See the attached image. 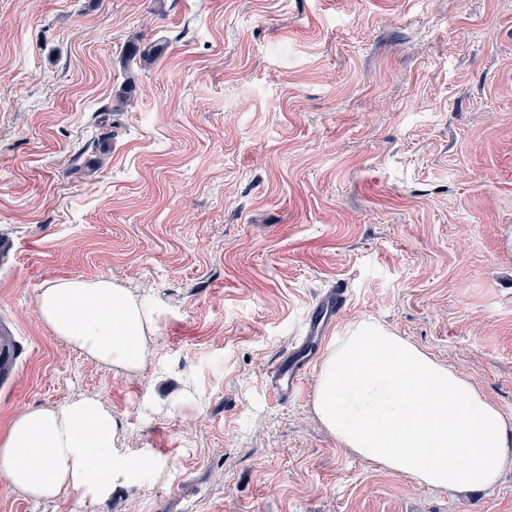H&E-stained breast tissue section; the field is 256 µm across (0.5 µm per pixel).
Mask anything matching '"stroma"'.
<instances>
[{
	"label": "stroma",
	"mask_w": 512,
	"mask_h": 512,
	"mask_svg": "<svg viewBox=\"0 0 512 512\" xmlns=\"http://www.w3.org/2000/svg\"><path fill=\"white\" fill-rule=\"evenodd\" d=\"M1 238L0 431L92 396L130 469L95 503L0 476V512H512V468L422 486L323 427L317 371L294 402L265 389L340 282L336 334L381 324L512 417V0H0ZM73 276L148 298L144 372L42 325ZM129 55L131 59L139 57L140 62L150 64L158 60L165 52V47L158 44L142 43V38L138 37L130 41Z\"/></svg>",
	"instance_id": "stroma-1"
}]
</instances>
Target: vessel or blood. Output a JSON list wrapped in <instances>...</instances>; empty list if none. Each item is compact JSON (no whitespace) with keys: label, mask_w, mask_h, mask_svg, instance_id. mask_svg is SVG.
Wrapping results in <instances>:
<instances>
[{"label":"vessel or blood","mask_w":512,"mask_h":512,"mask_svg":"<svg viewBox=\"0 0 512 512\" xmlns=\"http://www.w3.org/2000/svg\"><path fill=\"white\" fill-rule=\"evenodd\" d=\"M347 303V290L336 285L309 309L298 336L276 358L266 376V387L280 402L296 399L318 348Z\"/></svg>","instance_id":"1"}]
</instances>
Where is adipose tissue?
<instances>
[{
	"instance_id": "obj_1",
	"label": "adipose tissue",
	"mask_w": 512,
	"mask_h": 512,
	"mask_svg": "<svg viewBox=\"0 0 512 512\" xmlns=\"http://www.w3.org/2000/svg\"><path fill=\"white\" fill-rule=\"evenodd\" d=\"M37 306L52 334L88 359L145 368L154 332L146 299L106 277H72L41 288ZM313 410L358 455L451 493L484 490L512 465V418L470 378L374 322L330 342ZM117 444L118 422L98 398L28 409L0 432V474L32 502L72 492L95 501L128 472Z\"/></svg>"
}]
</instances>
